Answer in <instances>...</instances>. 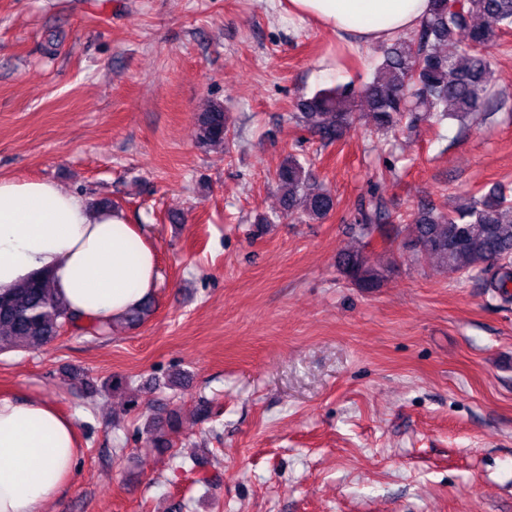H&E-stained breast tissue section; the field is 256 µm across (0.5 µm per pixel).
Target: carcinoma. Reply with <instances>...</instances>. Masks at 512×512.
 <instances>
[{
	"label": "carcinoma",
	"instance_id": "carcinoma-1",
	"mask_svg": "<svg viewBox=\"0 0 512 512\" xmlns=\"http://www.w3.org/2000/svg\"><path fill=\"white\" fill-rule=\"evenodd\" d=\"M511 29L512 0H431L430 16L412 35L380 44L371 81L358 89L338 85L301 97L293 119L325 143L339 140L352 124L353 113L340 103L355 97L365 103L377 132L387 133L403 124L413 128L421 120L463 122L500 99L491 49ZM231 133L222 102L212 101L199 113V147H222ZM275 179L287 212L300 202L308 219L320 220L336 208L335 195L293 155L283 161ZM358 221L355 230L362 238L390 223L384 199L371 193L359 208ZM413 223L415 233L406 247L416 257L465 277L483 273L488 290L512 299V195L502 186L494 185L451 210L428 204L413 215ZM339 265L358 288H376L383 278V271L358 250L343 252ZM153 310L154 301L148 298L123 320L136 326ZM76 322L77 316L52 291L48 277L22 282L0 294V352L38 350ZM178 427L174 414L155 422L148 430L151 447L169 449V434Z\"/></svg>",
	"mask_w": 512,
	"mask_h": 512
}]
</instances>
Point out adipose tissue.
<instances>
[{
    "mask_svg": "<svg viewBox=\"0 0 512 512\" xmlns=\"http://www.w3.org/2000/svg\"><path fill=\"white\" fill-rule=\"evenodd\" d=\"M330 33L376 44L409 33L430 0H288ZM49 276L81 322L102 327L138 308L157 286V259L138 226L50 181L0 178V292ZM76 428L40 397L0 396V512H43L69 483Z\"/></svg>",
    "mask_w": 512,
    "mask_h": 512,
    "instance_id": "adipose-tissue-1",
    "label": "adipose tissue"
}]
</instances>
